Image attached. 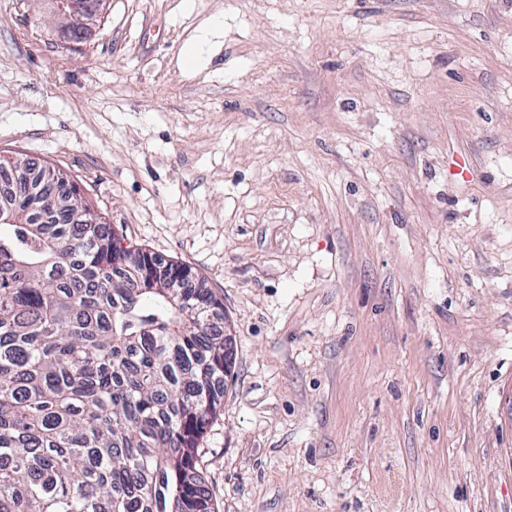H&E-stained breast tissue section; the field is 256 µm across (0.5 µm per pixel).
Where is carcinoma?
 <instances>
[{"label":"carcinoma","instance_id":"carcinoma-1","mask_svg":"<svg viewBox=\"0 0 512 512\" xmlns=\"http://www.w3.org/2000/svg\"><path fill=\"white\" fill-rule=\"evenodd\" d=\"M0 156V512H215L196 467L222 405L206 282L143 283L110 225Z\"/></svg>","mask_w":512,"mask_h":512}]
</instances>
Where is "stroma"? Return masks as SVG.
<instances>
[{
    "label": "stroma",
    "mask_w": 512,
    "mask_h": 512,
    "mask_svg": "<svg viewBox=\"0 0 512 512\" xmlns=\"http://www.w3.org/2000/svg\"><path fill=\"white\" fill-rule=\"evenodd\" d=\"M39 13L0 0V153L223 301L218 512H512V0ZM52 16L59 22L61 28L92 29L97 25L101 17L105 3L95 4V7L87 8L84 0H50L47 1ZM53 4V6H51Z\"/></svg>",
    "instance_id": "obj_1"
}]
</instances>
